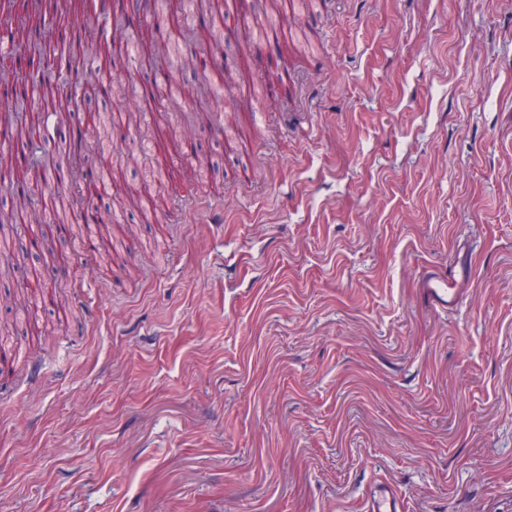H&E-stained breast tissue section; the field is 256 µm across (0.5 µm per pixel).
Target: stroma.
I'll return each mask as SVG.
<instances>
[{
  "label": "stroma",
  "instance_id": "1",
  "mask_svg": "<svg viewBox=\"0 0 512 512\" xmlns=\"http://www.w3.org/2000/svg\"><path fill=\"white\" fill-rule=\"evenodd\" d=\"M230 16L227 138L163 100L206 182L125 210L124 267L56 243L47 305L0 275V512H512V0H304ZM285 73L275 93L266 75ZM50 152L78 120L35 104ZM466 248L448 315L419 292ZM364 510L366 512H405V504L392 483L380 480L366 491Z\"/></svg>",
  "mask_w": 512,
  "mask_h": 512
}]
</instances>
